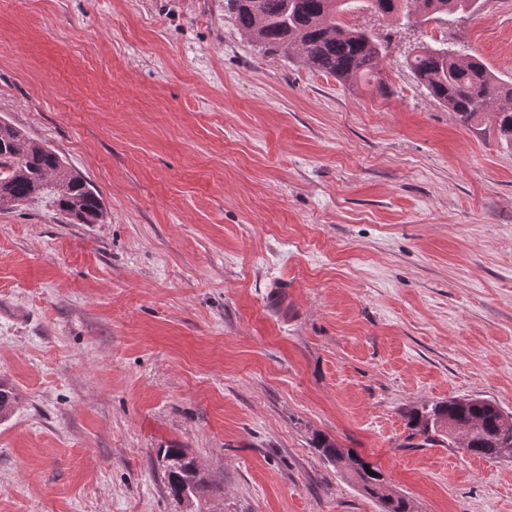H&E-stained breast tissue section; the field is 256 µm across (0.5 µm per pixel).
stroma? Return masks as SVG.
I'll use <instances>...</instances> for the list:
<instances>
[{
  "instance_id": "stroma-1",
  "label": "stroma",
  "mask_w": 512,
  "mask_h": 512,
  "mask_svg": "<svg viewBox=\"0 0 512 512\" xmlns=\"http://www.w3.org/2000/svg\"><path fill=\"white\" fill-rule=\"evenodd\" d=\"M389 39L382 85L262 50L224 0H0V118L100 192L96 224L0 212V512H512V459L412 447L407 413H512V146L416 82L420 47L512 81V0ZM314 442L324 460L336 470L351 475L366 495L381 504L384 512H412L405 497L390 492L388 482L378 467L372 466L351 449L339 448L326 437L316 436ZM367 469L376 473V476H372ZM163 457L168 460L166 465V489L169 496L180 502L181 496L188 491L191 500L184 503H196L199 507L198 497L204 482L200 475L199 467L195 461L188 456L183 448H164Z\"/></svg>"
}]
</instances>
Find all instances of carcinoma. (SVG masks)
Instances as JSON below:
<instances>
[{"label":"carcinoma","instance_id":"cac0c4a2","mask_svg":"<svg viewBox=\"0 0 512 512\" xmlns=\"http://www.w3.org/2000/svg\"><path fill=\"white\" fill-rule=\"evenodd\" d=\"M354 0H224V12L244 35L271 52L293 54L310 68L353 84L379 73L378 63L389 43L349 24L344 16ZM381 18L425 20L467 10L471 0H361ZM417 81L465 124L492 117L498 139L512 144V83L497 77L478 57H457L444 46L424 47L409 62ZM47 197L71 224H96L103 218L99 191L71 169L50 147L0 120V212ZM17 397L0 382V421L10 418ZM410 437L425 445L437 436L455 439L473 456L512 458V414L480 396L452 397L407 414ZM315 447L333 468L353 477L361 490L376 499L383 512H412L409 501L392 491L382 471L351 449L323 436ZM166 489L175 500L188 492L191 502L204 482L199 467L182 448H165Z\"/></svg>","mask_w":512,"mask_h":512}]
</instances>
